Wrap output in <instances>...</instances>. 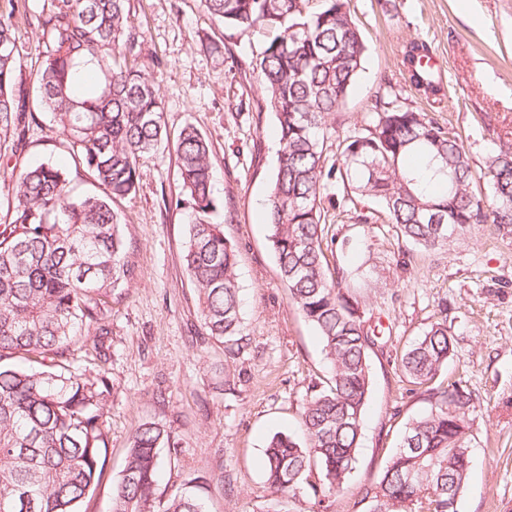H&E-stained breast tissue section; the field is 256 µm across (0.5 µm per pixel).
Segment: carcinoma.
I'll list each match as a JSON object with an SVG mask.
<instances>
[{
    "mask_svg": "<svg viewBox=\"0 0 512 512\" xmlns=\"http://www.w3.org/2000/svg\"><path fill=\"white\" fill-rule=\"evenodd\" d=\"M130 0H52L43 22L47 51L36 72L33 107L16 83L20 53L13 11L0 12V129L19 113L47 112L97 190L74 194L71 171L25 164L15 177L14 203L0 217V512H79L106 460L107 373L86 378L62 357L110 333L112 290L134 277L124 225L113 208L136 192L140 160L169 142L154 82L140 64L129 25ZM224 27L262 29L268 38L252 69L275 113L277 165L266 203L268 241L279 276L302 317L317 331L330 375L306 396V441L277 432L267 442L265 481L276 504L310 490L317 512H331L357 460L371 388L369 352L378 345L366 327L349 271L330 267L323 250L329 181L336 201H376L400 235L426 250L442 249L482 224H512V145L488 157L492 202L485 204L459 137L424 112L379 99L361 131L339 142L329 162L331 119L363 69L366 46L347 0H201ZM410 44L405 62L426 93L438 86ZM181 195L191 209L183 246L208 335L233 358L248 345L240 311L238 250L212 215V148L192 125L175 141ZM446 322L430 325L400 359L408 381L424 389L430 413L407 424L378 481L357 492L373 512H402L427 500L448 512L469 469L471 395L438 382L452 355ZM176 451L171 432L152 422L132 431L124 467L112 488V512H205L198 486L158 492L160 449ZM318 481H308L312 473Z\"/></svg>",
    "mask_w": 512,
    "mask_h": 512,
    "instance_id": "obj_1",
    "label": "carcinoma"
}]
</instances>
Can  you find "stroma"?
<instances>
[{"label": "stroma", "mask_w": 512, "mask_h": 512, "mask_svg": "<svg viewBox=\"0 0 512 512\" xmlns=\"http://www.w3.org/2000/svg\"><path fill=\"white\" fill-rule=\"evenodd\" d=\"M367 47L364 70L336 114L330 144L349 136L393 88L400 101L428 113L464 143L475 172L512 143V0H348ZM46 0H0L15 14L23 62L16 76L31 87L45 45ZM142 61L164 106L170 136L194 125L212 147L214 216L239 252L241 316L249 347L226 359L208 336L181 260L186 210L176 208L180 178L172 148L144 156L136 194L120 200L133 280L112 293L103 337L109 355L69 356L72 371L105 369L112 388L104 414L109 450L99 484L80 512H110L112 484L130 433L152 420L179 442L158 486L205 480L206 512H268L264 448L277 430L300 432L312 382L327 361L314 328L288 298L268 246L266 200L276 167L274 113L250 62L264 33H241L211 19L199 0H130ZM426 44L445 82L439 95L417 89L404 62L407 46ZM72 159L49 116L24 131L0 130V215L12 200L15 161ZM370 223H362V216ZM323 249L361 285L367 325L385 339L370 354L373 386L348 493L333 512H366L361 487L377 482L408 421L431 404L401 375L398 361L424 329L447 320L453 355L441 381H461L472 397L471 465L458 512H512V225L474 230L427 251L401 238L378 204L358 199L329 209ZM237 393L225 395V378Z\"/></svg>", "instance_id": "obj_1"}]
</instances>
